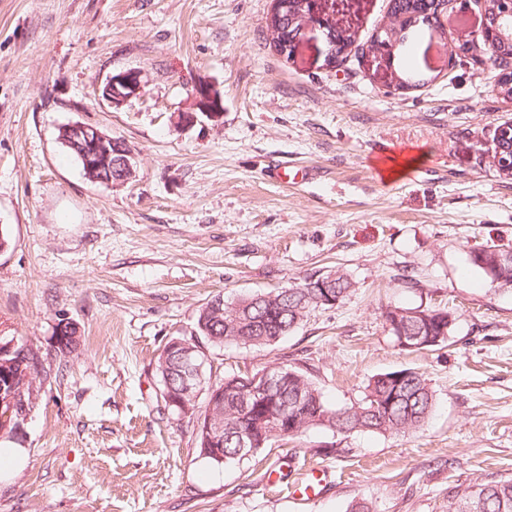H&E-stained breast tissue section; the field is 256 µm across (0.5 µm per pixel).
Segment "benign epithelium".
<instances>
[{
    "instance_id": "1",
    "label": "benign epithelium",
    "mask_w": 512,
    "mask_h": 512,
    "mask_svg": "<svg viewBox=\"0 0 512 512\" xmlns=\"http://www.w3.org/2000/svg\"><path fill=\"white\" fill-rule=\"evenodd\" d=\"M310 11L303 17L288 16V40L279 43L282 56L293 59L302 36L308 30L326 32L329 27L337 26V22L324 10V0H308ZM482 24L471 35L466 46H471L479 41H485L488 46H496L504 40L497 23L501 19H512V0H494V7L490 10L481 9ZM387 39L382 41L379 49L367 55L369 67L388 74L393 71L392 63L395 59L397 43L390 29H385ZM141 87V76L136 70H129L109 78L103 85L102 98L110 104L118 107L137 95ZM219 102L216 94L206 86L196 89L194 103L195 111L184 112L179 116L181 122L191 125L197 121V114L201 113L209 118L220 116V107H212V103ZM68 133L71 142L81 149L80 156L84 163L87 176L97 182L105 184H124L134 177L133 158L129 150L125 149L117 153V158H112V146L118 141L102 133L97 127L87 123H74L68 125ZM512 135V125L506 124L498 128L496 133V157L498 165L503 171H512V152L501 145V137ZM163 355L175 356L191 364L193 374L184 380V388L174 391L171 388L165 390L168 406L176 408V412L182 417H189L196 421V427L203 428L204 435L210 446H215L224 428L214 422L212 416H200L199 400L206 393L203 379V371L206 366L212 364L209 350L204 347L192 348L189 343L176 337L169 341L162 349ZM270 369L266 368L256 375L249 376L244 403L259 401L264 396V390L270 384Z\"/></svg>"
}]
</instances>
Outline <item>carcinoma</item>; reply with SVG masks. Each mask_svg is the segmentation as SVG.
Segmentation results:
<instances>
[{"label": "carcinoma", "mask_w": 512, "mask_h": 512, "mask_svg": "<svg viewBox=\"0 0 512 512\" xmlns=\"http://www.w3.org/2000/svg\"><path fill=\"white\" fill-rule=\"evenodd\" d=\"M433 0H390L389 21L396 26L402 44L396 51L394 76L407 83L425 82L420 69L411 61L410 43L418 39L412 31L411 17L435 11ZM469 264L491 277L499 289L512 292V251L496 245L470 252ZM355 284L341 269L311 276L291 288L275 291V301L266 302L257 294L244 296L223 313L203 307L197 319L198 334L209 348L227 345L250 349L268 346L295 330L311 311L332 308L342 303ZM386 321L396 341L406 340L416 350H428L448 341L455 318L447 310L418 306L396 307L387 311ZM13 379V397L0 399V418L10 415V425H0V432L13 434L19 427L18 417L27 414L38 396V385L50 373L45 370L32 348L20 344ZM296 378L288 379L274 368L276 380L266 392L267 405L243 407L242 379L246 375L218 378L214 383L217 403L224 409L222 455L202 448L201 433H196L199 454L216 464H227L255 456L272 443L298 438L311 428L322 427L340 435L373 432L388 435L414 433L422 429L435 406V392L427 378L413 369L377 375L369 380L364 396L340 407L329 405L307 372L284 365ZM161 387L179 389L188 367L177 358L157 360ZM280 427L281 434L268 433ZM252 431L255 443L243 448L240 435ZM446 512H512V477L491 478L457 484L448 489Z\"/></svg>", "instance_id": "carcinoma-1"}]
</instances>
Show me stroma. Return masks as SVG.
I'll list each match as a JSON object with an SVG mask.
<instances>
[{
  "label": "stroma",
  "mask_w": 512,
  "mask_h": 512,
  "mask_svg": "<svg viewBox=\"0 0 512 512\" xmlns=\"http://www.w3.org/2000/svg\"><path fill=\"white\" fill-rule=\"evenodd\" d=\"M366 41L389 0H329ZM273 0H0V336L51 377L0 448V512H444L448 488L512 476V293L471 268L512 245V176L489 164L512 121L498 64L416 45L432 71L407 90L358 54L324 67L321 31L294 60L269 43ZM140 71L123 106L109 76ZM206 82L217 119L183 125ZM88 123L123 142L127 183L89 179L60 138ZM417 156L384 178L379 162ZM356 287L276 344L211 349L216 376L279 364L307 371L332 405L412 368L437 405L413 435L313 428L265 461L210 463L190 418L168 410L156 361L216 295L286 288L334 269ZM447 308L445 346L401 349L387 310ZM77 347L58 348L60 321ZM321 469L319 495L300 473Z\"/></svg>",
  "instance_id": "35a3bbf8"
}]
</instances>
